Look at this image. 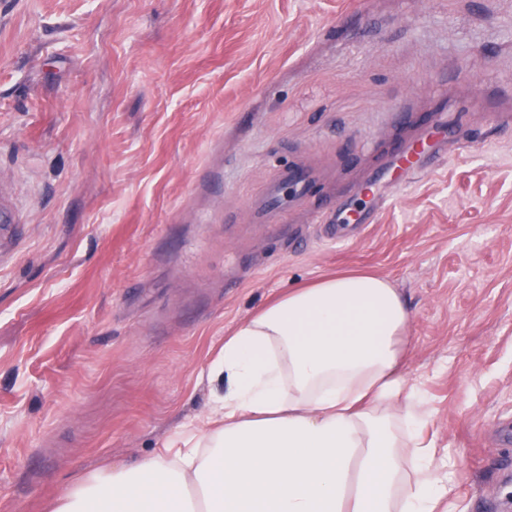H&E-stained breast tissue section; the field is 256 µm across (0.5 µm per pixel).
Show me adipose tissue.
<instances>
[{
  "instance_id": "ef3b65f1",
  "label": "adipose tissue",
  "mask_w": 512,
  "mask_h": 512,
  "mask_svg": "<svg viewBox=\"0 0 512 512\" xmlns=\"http://www.w3.org/2000/svg\"><path fill=\"white\" fill-rule=\"evenodd\" d=\"M407 324L378 276L281 295L225 337L209 430L64 488L52 512H443L452 474L423 434Z\"/></svg>"
}]
</instances>
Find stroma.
<instances>
[{
    "mask_svg": "<svg viewBox=\"0 0 512 512\" xmlns=\"http://www.w3.org/2000/svg\"><path fill=\"white\" fill-rule=\"evenodd\" d=\"M2 177L0 512L201 425L225 336L349 272L406 303L448 512H512V0H0ZM18 207L7 184L0 179V241L4 231L17 224Z\"/></svg>",
    "mask_w": 512,
    "mask_h": 512,
    "instance_id": "1",
    "label": "stroma"
}]
</instances>
